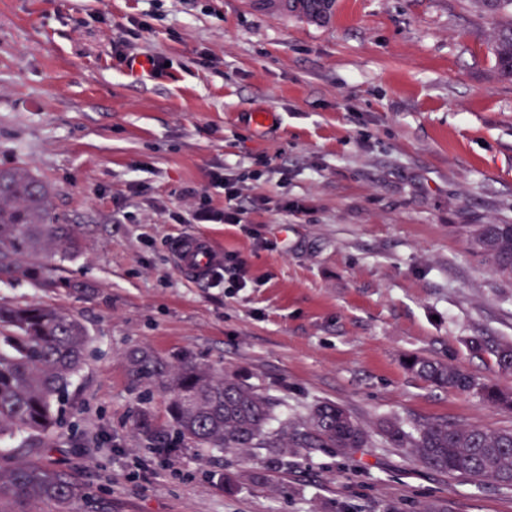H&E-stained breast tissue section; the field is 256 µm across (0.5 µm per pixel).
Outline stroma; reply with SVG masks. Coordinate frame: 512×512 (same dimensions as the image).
Listing matches in <instances>:
<instances>
[{
    "instance_id": "1",
    "label": "stroma",
    "mask_w": 512,
    "mask_h": 512,
    "mask_svg": "<svg viewBox=\"0 0 512 512\" xmlns=\"http://www.w3.org/2000/svg\"><path fill=\"white\" fill-rule=\"evenodd\" d=\"M148 14L131 53L169 65L134 80L114 46ZM494 37L470 0H335L324 21L250 0H0V169L47 184L83 237L61 273L91 287L0 281V303L72 313L90 337L52 450L17 439L0 455L71 471L112 512H512V488L428 469L377 430L397 414L512 431V409L405 366L438 359L512 390L465 345L512 340V280L452 231L512 224V77ZM220 167L261 174L244 223H191L195 195L223 209ZM192 234L246 287L184 279L172 243ZM138 347L236 373L295 426L342 406L369 443L282 461L154 447L134 415L165 399L131 377Z\"/></svg>"
}]
</instances>
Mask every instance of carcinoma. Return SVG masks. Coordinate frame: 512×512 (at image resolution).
Returning a JSON list of instances; mask_svg holds the SVG:
<instances>
[{"label":"carcinoma","instance_id":"obj_1","mask_svg":"<svg viewBox=\"0 0 512 512\" xmlns=\"http://www.w3.org/2000/svg\"><path fill=\"white\" fill-rule=\"evenodd\" d=\"M480 14L496 24L493 47L498 69L512 75V0H471ZM288 9L310 18L330 15L333 0H286ZM472 252L498 274L512 280V224H461ZM82 237L70 224L51 215L49 190L23 169L0 170V276L21 273L35 284L71 288L56 274L49 254L73 258ZM90 339L73 315L39 304H0V441L20 432L41 438V449L52 448L57 425L54 405L62 400L81 371ZM475 355H491L498 372L512 377V341L473 336L467 341ZM408 368L425 381L469 392L512 408V392L482 382L457 366L414 357ZM129 369L139 384L167 399L168 420L158 423L147 405L137 408L134 425L146 438L162 442L175 433L181 442L213 450L264 448L276 458L288 449L362 448L368 431L344 408L319 403L306 417L307 431H289L288 422L272 432L275 403L231 374L185 359L173 367L148 350L129 355ZM380 431L393 448H408L425 467L473 479L491 478L512 486V432H489L446 422H417L394 415L380 421ZM43 503L54 512H112L90 487L69 472L39 462L22 467L0 463V512H35Z\"/></svg>","mask_w":512,"mask_h":512}]
</instances>
